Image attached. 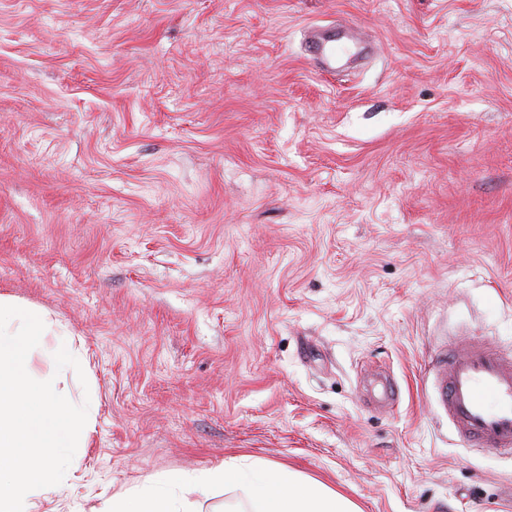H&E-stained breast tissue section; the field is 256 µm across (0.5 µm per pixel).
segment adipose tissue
<instances>
[{
  "instance_id": "ef3b65f1",
  "label": "adipose tissue",
  "mask_w": 512,
  "mask_h": 512,
  "mask_svg": "<svg viewBox=\"0 0 512 512\" xmlns=\"http://www.w3.org/2000/svg\"><path fill=\"white\" fill-rule=\"evenodd\" d=\"M225 486L239 488L243 497L226 504L224 512H357L348 498L321 482L246 457L133 485L104 501L98 512H191L194 498Z\"/></svg>"
}]
</instances>
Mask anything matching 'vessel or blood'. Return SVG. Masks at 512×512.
Listing matches in <instances>:
<instances>
[{"label": "vessel or blood", "mask_w": 512, "mask_h": 512, "mask_svg": "<svg viewBox=\"0 0 512 512\" xmlns=\"http://www.w3.org/2000/svg\"><path fill=\"white\" fill-rule=\"evenodd\" d=\"M438 409L463 440L512 455V349L448 343L429 362Z\"/></svg>", "instance_id": "obj_1"}]
</instances>
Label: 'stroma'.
<instances>
[{
	"instance_id": "stroma-1",
	"label": "stroma",
	"mask_w": 512,
	"mask_h": 512,
	"mask_svg": "<svg viewBox=\"0 0 512 512\" xmlns=\"http://www.w3.org/2000/svg\"><path fill=\"white\" fill-rule=\"evenodd\" d=\"M348 29L358 64L308 54ZM0 295L97 405L36 512L238 456L358 512H512L426 372L512 346V0H0Z\"/></svg>"
}]
</instances>
